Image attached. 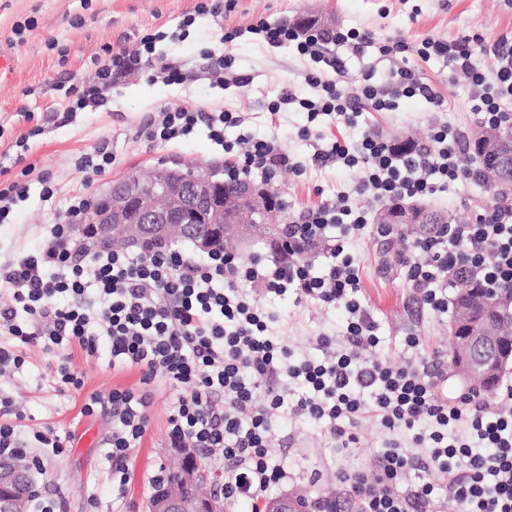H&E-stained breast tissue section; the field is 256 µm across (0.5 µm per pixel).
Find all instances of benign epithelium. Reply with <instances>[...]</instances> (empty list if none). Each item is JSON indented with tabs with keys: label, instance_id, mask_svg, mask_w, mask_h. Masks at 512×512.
Returning <instances> with one entry per match:
<instances>
[{
	"label": "benign epithelium",
	"instance_id": "benign-epithelium-1",
	"mask_svg": "<svg viewBox=\"0 0 512 512\" xmlns=\"http://www.w3.org/2000/svg\"><path fill=\"white\" fill-rule=\"evenodd\" d=\"M274 189L251 184L238 186L231 197L224 195V182L213 170L186 173L163 165L149 175L128 174L119 184L105 190L97 208L83 220L94 238L106 243L119 228L127 242L146 238L168 240L193 238L201 253L215 248L216 235L198 233L194 224L216 225L232 234H249L265 221ZM501 313V308L477 302L465 310L471 324L460 321L449 327L454 340L453 372L469 386L491 381L500 367L512 361V336H497L489 323L473 321L474 315ZM173 470L182 484L204 480V470L189 448H175ZM182 484H171L154 492L147 512H224V499L214 495L184 496ZM28 478L18 460H0V512H25Z\"/></svg>",
	"mask_w": 512,
	"mask_h": 512
}]
</instances>
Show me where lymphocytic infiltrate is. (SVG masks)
<instances>
[{
    "instance_id": "lymphocytic-infiltrate-1",
    "label": "lymphocytic infiltrate",
    "mask_w": 512,
    "mask_h": 512,
    "mask_svg": "<svg viewBox=\"0 0 512 512\" xmlns=\"http://www.w3.org/2000/svg\"><path fill=\"white\" fill-rule=\"evenodd\" d=\"M245 32L263 45L294 47L311 62L312 96L300 99L286 92L269 105L273 113L292 105L305 112L304 137H311V125L320 117L333 115L354 125L364 107L390 110L402 97L442 107L432 85L408 65L396 64V57L407 53L442 59L463 77L474 91L470 110L482 126L512 124L511 33L491 43L477 33L448 41L427 38L417 45L402 37L377 43L366 31L259 18L243 28L226 27L222 39L229 43ZM165 37V32L148 31L135 54L107 51L92 76L56 85L49 111L60 108L72 117L103 107L122 77L141 70L154 80L180 82L176 65L156 52ZM370 47L395 62L388 88H380L370 74L359 87L345 88L347 55ZM479 55L490 60V67L476 64ZM201 122L226 158L229 181L259 176L269 182L285 169L300 175L307 165L333 162L362 168L365 177L354 193L384 204L431 198L449 183L483 179L481 163L460 170L461 134L445 122L434 124L424 142L405 152L371 133L351 146L335 141L316 149L307 165L271 139L225 140L226 128L244 122L242 113L229 109L205 113L167 105L151 117L147 130L152 140L167 143L187 137ZM40 132L33 127L15 140L14 150L0 152L7 160L0 177L10 167L18 169L14 180L0 181L1 224L26 191L28 177L37 176L46 198L58 192L24 161L23 149ZM350 196L323 201L286 224L273 255L243 260L217 251L197 261L165 245L133 253L79 243L74 228L94 198L70 196L65 219L51 225L41 248L0 264V289L11 296L10 304L0 306V373L21 368V343H39L50 352L77 347L90 355L104 343L113 364L139 371L138 388L91 393L82 408L86 415L112 412L108 456L112 488L120 497L129 482V454L147 432L151 387L161 378L178 392L167 418L170 441L220 453L225 506L246 503L251 512H265L272 490L287 484L288 469L274 451L272 425L273 411L284 407L293 418L324 425L342 455L353 454L362 421L394 433L373 471L336 474L355 500L356 512H442L448 500L458 502L463 512H512V385L505 387L499 404L478 403L470 395L449 402L438 383L441 353L426 350L414 333L404 338L414 364L396 367L378 357L382 340L359 299L360 265L351 245L365 230L387 239L397 227L374 223L369 209L353 204ZM398 265L405 280L421 290L423 305L438 312L448 309L452 269L475 271L488 292H510L512 209L491 204L469 223L441 225L430 237L412 241ZM66 292L72 304L57 306L56 295ZM270 294L344 308L343 336H316L320 357L296 356L276 330L278 317L260 303ZM44 448L57 456L65 451L53 429L35 432L28 442L14 423H0V457H28L32 471L39 473Z\"/></svg>"
}]
</instances>
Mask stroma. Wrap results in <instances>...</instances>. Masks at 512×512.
<instances>
[{
  "label": "stroma",
  "mask_w": 512,
  "mask_h": 512,
  "mask_svg": "<svg viewBox=\"0 0 512 512\" xmlns=\"http://www.w3.org/2000/svg\"><path fill=\"white\" fill-rule=\"evenodd\" d=\"M195 4L196 0H0V49L16 59L13 73L0 79V143L10 144L26 133L31 126L26 116L34 114L44 132L30 139L26 161L48 174L60 189L56 198L46 201L40 185L30 184L26 196L14 205L9 222L0 224V262L37 248L47 225L58 223L72 190L84 187L96 196L128 172L161 162L174 168L223 167L224 158L205 125H197L190 137L176 142L160 143L148 137L150 116L170 103L199 112L225 108L242 112L245 123L225 130V139L232 141L243 134L272 138L300 161L311 156L317 143L356 142L368 130L395 143L425 140L437 121L458 126L466 136L479 127L470 112L469 86L454 79L442 61L413 58L410 66L443 97V108L417 97L402 98L391 111L366 109L352 128L336 118H325L317 129L318 139H305L300 135L306 123L304 113L289 109L274 115L268 105L286 90L300 97L309 94L305 83L309 63L288 46L269 48L246 38L223 43V27L244 26L259 17L294 23L308 19L331 28L368 31L380 41L401 35L411 42L427 37L448 40L469 32L491 42L512 31V8L504 0H238L230 16L195 14L184 41L161 42V49L184 74L180 83H153L142 73L120 81L104 107L77 113L69 121L46 112L52 86L90 77L105 59L104 46L134 52L142 33L177 30ZM30 20L34 28L24 42H15V25ZM213 54L232 57L234 72L249 75L251 84L241 87L229 80L220 85L206 78ZM99 146L112 150L116 162L108 176L91 179L77 169L76 161ZM363 176L361 168L336 164L316 166L300 176L282 171L274 185L288 209L273 215V223L289 222L321 200L353 191ZM491 200L485 183L459 181L426 205L465 224ZM407 243L401 233L384 242L367 232L354 246L360 263L361 302L385 340L381 356L395 366L410 357L403 345L410 332L419 334L426 348L446 355L451 352L449 314L420 311L416 304L420 293L405 281L396 262ZM266 304L281 318L283 341L299 355L313 353L314 336L339 337L346 326V314L340 308L328 311L313 302L298 305L288 296L267 299ZM22 353L25 363L20 370L0 374V398H11L24 407L26 418L18 424L22 437L31 438L34 431L48 427L69 436L65 454L46 457L39 477L50 494L61 498L63 512H145L152 492L146 476L166 461L167 415L176 391L168 383H156L146 436L131 452L130 481L119 501L112 495V467L107 460L112 421L98 414L81 415L80 409L86 393L137 386L138 371L113 367L104 346L93 357L77 348L49 352L39 344L24 345ZM65 361L82 373V391L61 390L55 384L56 368ZM272 422L279 439L276 452L291 474L284 492L292 498L313 501L340 496L337 471L371 466L386 446V436L374 422L358 430L357 449L350 456L337 453L323 425L295 420L280 411L274 412Z\"/></svg>",
  "instance_id": "35a3bbf8"
}]
</instances>
